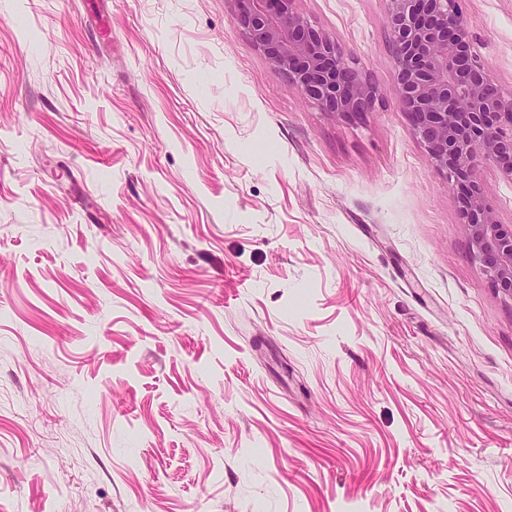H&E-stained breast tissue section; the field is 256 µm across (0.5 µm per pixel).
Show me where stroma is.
I'll return each mask as SVG.
<instances>
[{
  "instance_id": "35a3bbf8",
  "label": "stroma",
  "mask_w": 512,
  "mask_h": 512,
  "mask_svg": "<svg viewBox=\"0 0 512 512\" xmlns=\"http://www.w3.org/2000/svg\"><path fill=\"white\" fill-rule=\"evenodd\" d=\"M0 0V512H512V296L395 87L387 0ZM512 97V0H466ZM476 177L512 225V180ZM234 1L236 19L254 47L304 98L342 117L372 112L378 88L340 52L335 37L296 11V0Z\"/></svg>"
}]
</instances>
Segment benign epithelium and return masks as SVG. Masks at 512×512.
<instances>
[{
	"instance_id": "obj_1",
	"label": "benign epithelium",
	"mask_w": 512,
	"mask_h": 512,
	"mask_svg": "<svg viewBox=\"0 0 512 512\" xmlns=\"http://www.w3.org/2000/svg\"><path fill=\"white\" fill-rule=\"evenodd\" d=\"M254 47L321 111L356 118L378 88L312 26L295 0H235ZM464 0H389L395 84L411 130L456 190L473 257L492 285L512 295V228L498 223L476 178L481 161L512 180V100L481 64Z\"/></svg>"
}]
</instances>
